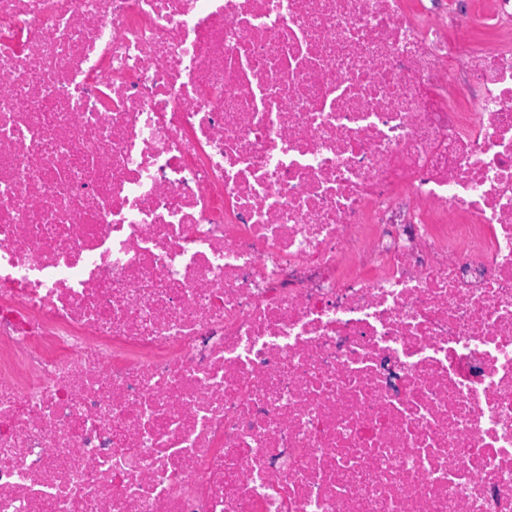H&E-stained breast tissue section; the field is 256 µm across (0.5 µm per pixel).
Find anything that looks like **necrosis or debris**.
<instances>
[{"label": "necrosis or debris", "mask_w": 512, "mask_h": 512, "mask_svg": "<svg viewBox=\"0 0 512 512\" xmlns=\"http://www.w3.org/2000/svg\"><path fill=\"white\" fill-rule=\"evenodd\" d=\"M0 512H512V0H0Z\"/></svg>", "instance_id": "4bbe7bcc"}]
</instances>
